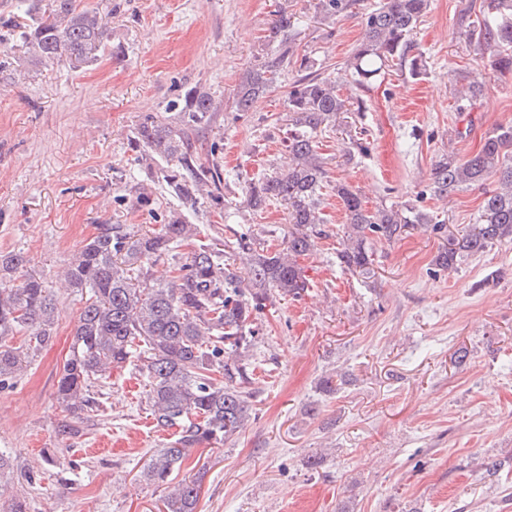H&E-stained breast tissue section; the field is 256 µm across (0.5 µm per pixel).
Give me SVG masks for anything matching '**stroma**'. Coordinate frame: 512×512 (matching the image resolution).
Returning <instances> with one entry per match:
<instances>
[{"instance_id":"1","label":"stroma","mask_w":512,"mask_h":512,"mask_svg":"<svg viewBox=\"0 0 512 512\" xmlns=\"http://www.w3.org/2000/svg\"><path fill=\"white\" fill-rule=\"evenodd\" d=\"M112 16L111 55L80 70L58 64L28 70L23 53L0 69V254L23 251L29 266L54 276L101 225L151 229L139 206L148 188L176 205L136 159L132 131L178 94L197 87L226 107L203 147L224 171L223 214H201L206 233L228 241L249 232L280 245L284 206L254 213L241 205L247 179L285 166L287 86L233 111L249 66L271 48L264 40L277 8L294 20L295 41L337 66L341 92L353 93L343 64L361 40L378 0H354L323 17L316 0H77ZM481 0H430L413 38L424 53L418 78L387 66L364 94L356 125L372 151L346 159L340 132L319 137L329 181L347 183L368 210L412 203L445 225L421 226L399 240H374V275L340 267L346 222L333 193L322 197L325 234L305 257L310 286L261 317L251 351L257 383L252 420L221 448L200 447L175 479L202 474L197 512H512V476L487 477L481 462L512 463V242L463 258L456 271L433 260L449 234L475 222L484 190L446 198L430 193L440 156L476 153L485 135L512 125V74L494 71L467 38ZM482 79L485 96L459 108L464 76ZM54 336L12 387L0 389V452L8 479L23 487L28 512H161L164 488L140 471L175 432L154 428L149 379L132 364L114 369L103 392L105 417L72 441L57 434L67 414L56 401L58 373L83 306L55 291ZM467 347L465 367L454 352ZM345 382L333 394L320 382ZM320 458L309 469L311 458Z\"/></svg>"}]
</instances>
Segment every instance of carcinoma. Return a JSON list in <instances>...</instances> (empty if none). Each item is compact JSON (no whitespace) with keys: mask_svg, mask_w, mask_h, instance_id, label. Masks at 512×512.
Here are the masks:
<instances>
[{"mask_svg":"<svg viewBox=\"0 0 512 512\" xmlns=\"http://www.w3.org/2000/svg\"><path fill=\"white\" fill-rule=\"evenodd\" d=\"M26 23L0 31V67L8 63L17 44L26 48L33 68L61 62L72 68L88 66L108 48L109 16L78 8L76 0H25ZM352 0H318L317 13L331 17L346 11ZM428 0H381L364 18L362 40L345 62L352 82L365 90L390 62L417 78L425 71L413 31ZM508 0H483V20L469 31L470 42L491 52V66L512 73V22L503 17ZM277 19L267 41L278 52L255 64L234 94L237 111L278 86L288 64L299 65L301 75L288 91V127L285 147L290 164L247 180L245 207L260 212L274 203L288 209L291 230L282 249L271 252L241 233L226 250L218 239H198L197 225L188 220L204 205L224 210V177L215 152L203 156L197 136L216 121L221 102L208 91L187 90L164 109L147 114L133 131L131 142L148 175L159 173L177 207L159 214L160 227L142 231L123 224H105L73 257L63 272L62 287L87 293L73 332L71 354L57 381L58 403L76 415L63 421L58 434H82V425L99 416L93 381L122 367L144 349L143 369L150 378L147 396L158 428H179L177 438L153 454L142 471L158 487L169 482L192 449L224 445L242 432L251 418L248 386L252 372L243 362L258 340V320L276 301L297 299L309 288L299 257L309 255L315 239L325 234L321 212L323 189L329 187L345 209L342 248L336 252L347 271L371 277L372 241H394L413 224L443 225L414 205H392L375 211L365 208L361 196L345 183L329 186L318 153L319 134L327 128L355 124L350 115L367 111L361 95L343 96L335 72L316 63L298 46L290 31L288 11ZM370 142L348 134L346 155L368 154ZM495 178L497 187L486 192L473 227L448 238L435 265L441 271L458 268L462 258L484 253L502 241H512V126L486 134L479 151L465 160L444 155L434 167L430 191L439 197ZM195 246L185 261L175 249ZM173 259V276L153 278L151 264ZM52 285L27 268L23 253L0 255V386L20 376L35 354L51 341L57 320ZM21 334L19 346L11 344ZM201 481L184 479L169 489L164 512H196Z\"/></svg>","mask_w":512,"mask_h":512,"instance_id":"cac0c4a2","label":"carcinoma"}]
</instances>
